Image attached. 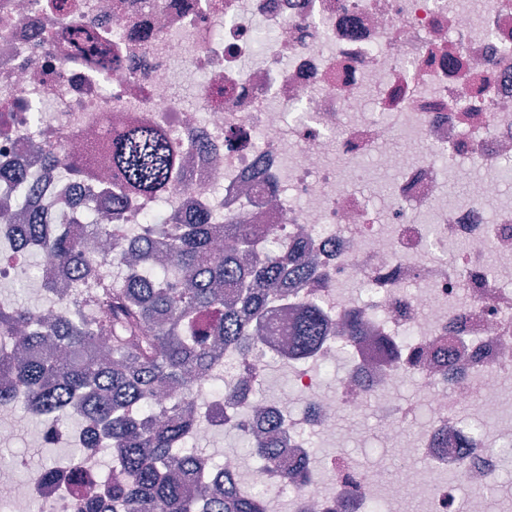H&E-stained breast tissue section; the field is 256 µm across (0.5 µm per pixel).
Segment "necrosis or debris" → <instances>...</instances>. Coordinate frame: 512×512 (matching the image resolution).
I'll list each match as a JSON object with an SVG mask.
<instances>
[{"instance_id": "1", "label": "necrosis or debris", "mask_w": 512, "mask_h": 512, "mask_svg": "<svg viewBox=\"0 0 512 512\" xmlns=\"http://www.w3.org/2000/svg\"><path fill=\"white\" fill-rule=\"evenodd\" d=\"M44 2L0 0V105L22 115L0 133V162L50 137L83 153L108 121L179 142L186 187L169 193L168 212L223 191L225 212L278 225L273 253L309 246L321 274L297 283L298 300L336 324L350 311L363 319L367 339L333 393L322 374L337 359L331 343L290 365L302 408L248 395L279 421L284 457L334 435L341 408L372 401L382 447L424 462L385 492L372 470L334 457L286 500L277 470L237 464L230 477L262 486L265 512H331L352 486L355 512H396L408 488L424 512H490L485 490L512 447L501 398L512 378V195L501 169L512 160V0H224L218 17L210 0H79L74 22L106 38L107 72L61 55V21ZM261 28L273 37L258 52ZM179 68L202 77L195 105ZM369 157L386 182L365 170ZM465 165L466 196L449 203ZM349 282L369 298L346 293ZM407 335L429 349L427 365L383 354L382 340ZM408 375L419 380L411 400L398 391ZM35 499L69 512L63 485L0 482L12 512Z\"/></svg>"}]
</instances>
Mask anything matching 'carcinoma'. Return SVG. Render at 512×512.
<instances>
[{"label": "carcinoma", "instance_id": "obj_1", "mask_svg": "<svg viewBox=\"0 0 512 512\" xmlns=\"http://www.w3.org/2000/svg\"><path fill=\"white\" fill-rule=\"evenodd\" d=\"M63 39L67 47L96 48L99 67L112 68V56L97 33L68 28ZM107 136L118 175L104 196L111 218L121 219L124 199L132 193L159 200L186 188L176 172V142L154 127L109 130ZM37 153L44 170L68 180L81 177L82 169L62 145L43 142ZM0 177L21 184L30 199L41 192L39 184L27 180L21 159L0 163ZM21 201L15 196L0 200V230L14 237V255L50 253L55 274L75 288L51 318L22 305L0 304V345H11L0 353V371L11 372L10 384L0 387V409L22 398L52 425L76 409L83 421L80 454L110 447L124 474L109 486L78 490L74 512H262L258 496L242 491L224 469L186 448L202 423L193 394L165 406L153 398L161 389L184 387L212 372L226 353L256 354L276 331L271 304L288 300L292 278L311 267L306 247L285 255L266 253L260 240L277 236L275 225L261 230L228 216L222 224L224 249L218 251L213 213L202 207L184 218L170 216L163 231L125 230L130 261L117 260L122 276L110 282L103 271L107 260L90 255L84 241L118 225L98 223L96 209L88 206L79 221L65 227L44 223L34 208L30 222L14 228L7 223L9 211ZM327 332L328 318L320 308L296 307L290 350L281 362L315 355ZM101 336L109 342L104 359L95 350ZM362 340L360 316L350 312L341 344L355 349ZM243 386L239 380L221 391L229 409L224 414L228 431L240 430L231 409L243 404ZM260 431L255 438L243 434L252 456L274 464L285 484L312 479L311 472L276 453L278 426Z\"/></svg>", "mask_w": 512, "mask_h": 512}]
</instances>
